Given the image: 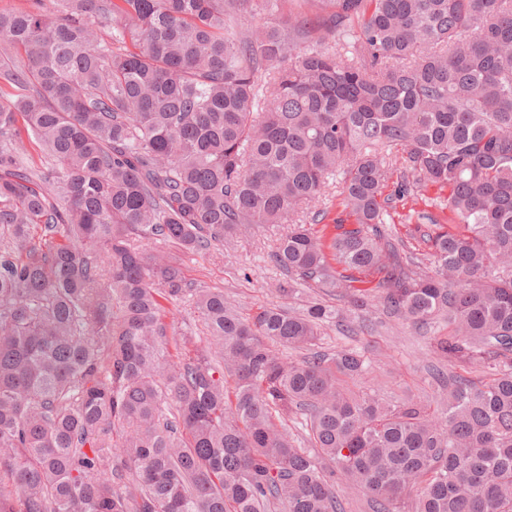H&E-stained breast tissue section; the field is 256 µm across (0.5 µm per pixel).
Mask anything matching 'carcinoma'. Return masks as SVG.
<instances>
[{
    "label": "carcinoma",
    "mask_w": 512,
    "mask_h": 512,
    "mask_svg": "<svg viewBox=\"0 0 512 512\" xmlns=\"http://www.w3.org/2000/svg\"><path fill=\"white\" fill-rule=\"evenodd\" d=\"M52 2L0 9V512H346L338 479L371 512H512V0H260L261 32L254 0ZM336 183L354 224L326 242ZM429 184L464 230L417 214L425 272L382 227ZM270 224L276 291L344 307L245 313L148 249ZM373 307L447 322L432 353L479 380L351 389L364 351L319 329ZM169 308L171 312L167 320L169 322L173 321L175 327L187 336H193L197 345H203L207 332L201 322L198 321L191 305L181 303L175 306L170 305Z\"/></svg>",
    "instance_id": "obj_1"
}]
</instances>
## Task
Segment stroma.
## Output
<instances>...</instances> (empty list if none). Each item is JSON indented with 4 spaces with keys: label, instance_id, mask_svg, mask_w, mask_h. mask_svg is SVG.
Returning a JSON list of instances; mask_svg holds the SVG:
<instances>
[{
    "label": "stroma",
    "instance_id": "35a3bbf8",
    "mask_svg": "<svg viewBox=\"0 0 512 512\" xmlns=\"http://www.w3.org/2000/svg\"><path fill=\"white\" fill-rule=\"evenodd\" d=\"M446 195V189L430 185L396 203L385 226L387 233L403 241L407 251L425 252V245L414 231L413 215L426 212L439 223H450V213L438 206ZM286 230L283 224L252 230L225 243L218 257L176 248L171 249L170 254L182 265L195 287L223 289L226 299L246 310L263 304H277L284 301L275 290L282 275L269 263L267 253ZM317 297V292L307 290L284 302L302 309ZM372 319L377 324L375 331L359 335L343 332L334 322L324 324L319 341L321 349L329 353L346 347L364 349L371 362L364 384L381 397L438 400L437 387L426 371L431 360L430 331L415 330L380 310L373 313Z\"/></svg>",
    "mask_w": 512,
    "mask_h": 512
}]
</instances>
